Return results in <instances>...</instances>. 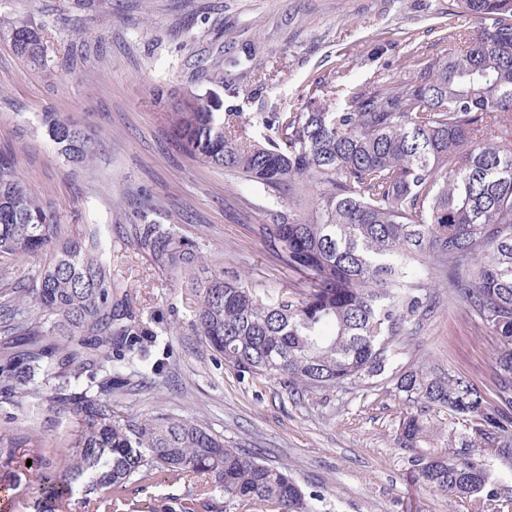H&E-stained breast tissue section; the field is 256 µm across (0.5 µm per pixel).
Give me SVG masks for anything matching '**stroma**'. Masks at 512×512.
Returning <instances> with one entry per match:
<instances>
[{"mask_svg": "<svg viewBox=\"0 0 512 512\" xmlns=\"http://www.w3.org/2000/svg\"><path fill=\"white\" fill-rule=\"evenodd\" d=\"M452 0H112L89 15L68 0H0V15L28 14L45 26L49 68L40 71L0 40V151L60 224H97L117 240L148 219L196 242L209 261L249 286L301 288L253 231L265 200L252 183L225 176L182 151L173 139L167 94L200 83L219 64L221 112L253 114L299 107L317 81L346 91L380 78L414 74L415 57L442 54L439 17ZM259 49L274 80L246 75L248 46ZM91 124L103 146L91 168L61 158L44 135L43 113ZM112 277L125 287L147 332L151 355L167 359L156 389L131 383L134 415L163 407L206 423L226 442L286 467L321 491L320 512H470L465 501L425 488L398 447L396 429L419 410L392 382L290 395L282 383L241 376L193 325L187 284L147 255L113 247ZM410 366L451 375L496 398L495 336L447 293L404 338ZM207 494L215 512H239L200 480L158 477L131 485L141 504Z\"/></svg>", "mask_w": 512, "mask_h": 512, "instance_id": "35a3bbf8", "label": "stroma"}]
</instances>
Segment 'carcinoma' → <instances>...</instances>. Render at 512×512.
I'll list each match as a JSON object with an SVG mask.
<instances>
[{
	"label": "carcinoma",
	"mask_w": 512,
	"mask_h": 512,
	"mask_svg": "<svg viewBox=\"0 0 512 512\" xmlns=\"http://www.w3.org/2000/svg\"><path fill=\"white\" fill-rule=\"evenodd\" d=\"M101 14L112 0H71ZM478 21L463 34L454 17ZM446 54L419 60L406 79L353 88L339 105L315 101L285 112L211 109L224 71L204 70L205 92L174 104L180 148L228 176L254 183L273 207L257 234L303 288L271 292L224 275L193 241L159 224H136L131 244L176 275H190L195 327L238 372L297 391L333 389L394 376L396 389L429 408L470 421L494 451L512 447V414L487 407L451 378L405 370L402 337L433 312L428 284L412 263L434 261L437 284L498 339V400L512 407V0H456L443 25ZM16 55L48 66L43 25L0 16ZM268 134L249 136L251 123ZM45 135L67 162L90 167L102 139L60 112L43 115ZM112 239L97 224L63 230L0 155V471L5 491L29 512H64L78 496L91 512H142L128 485L164 476L206 477L228 504L266 503L278 512H316L324 499L282 466L224 443L182 414L132 415L124 404L132 371L163 384L128 298L112 281ZM207 268L203 278L195 270ZM65 415L75 434L60 457L41 448L33 410ZM431 436L417 413L397 445L422 484L480 504L497 497L474 449L419 450ZM31 466H26L27 460ZM206 502L169 497L152 512H199Z\"/></svg>",
	"instance_id": "obj_1"
}]
</instances>
